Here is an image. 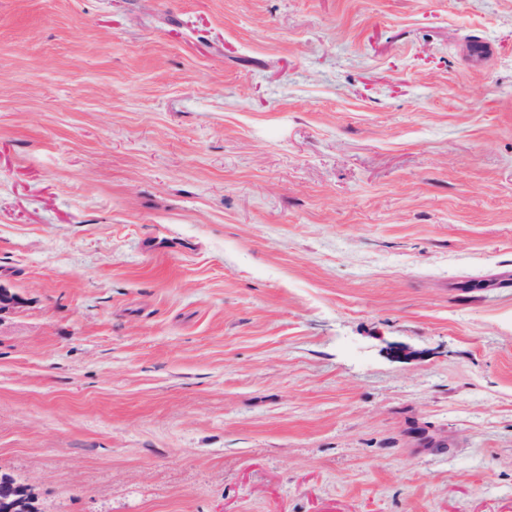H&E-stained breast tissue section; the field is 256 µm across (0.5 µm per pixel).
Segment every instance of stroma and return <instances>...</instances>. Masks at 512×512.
Here are the masks:
<instances>
[{"label": "stroma", "mask_w": 512, "mask_h": 512, "mask_svg": "<svg viewBox=\"0 0 512 512\" xmlns=\"http://www.w3.org/2000/svg\"><path fill=\"white\" fill-rule=\"evenodd\" d=\"M0 286L39 512H512V0H0Z\"/></svg>", "instance_id": "stroma-1"}]
</instances>
